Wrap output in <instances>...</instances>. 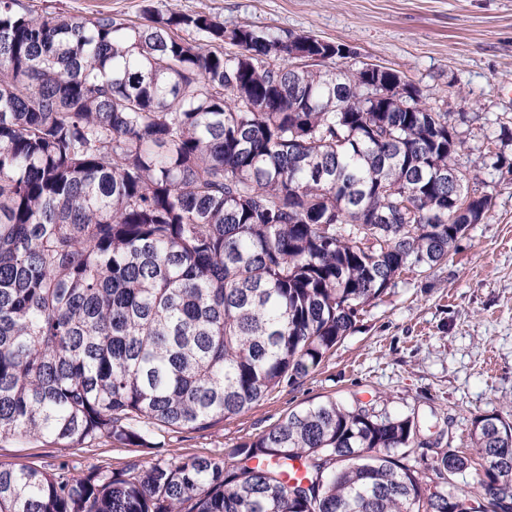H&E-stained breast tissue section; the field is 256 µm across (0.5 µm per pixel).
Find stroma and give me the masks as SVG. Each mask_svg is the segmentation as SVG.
I'll list each match as a JSON object with an SVG mask.
<instances>
[{
	"label": "stroma",
	"mask_w": 512,
	"mask_h": 512,
	"mask_svg": "<svg viewBox=\"0 0 512 512\" xmlns=\"http://www.w3.org/2000/svg\"><path fill=\"white\" fill-rule=\"evenodd\" d=\"M38 10L104 11L137 21L145 3L163 12H206L227 27L313 35L342 44L360 61L394 69L429 105L447 112L464 141L457 156L472 182L487 184L495 205L459 239L447 264L407 272L317 370L282 386L244 412L203 430L160 432L165 456L225 457L289 411L329 398L415 414L428 448L408 461L428 470L440 450L466 448L475 416L512 419V187L486 151L512 118V0H24ZM148 449L108 441L61 448L29 438L0 441V466L80 473L119 470L150 460Z\"/></svg>",
	"instance_id": "stroma-1"
}]
</instances>
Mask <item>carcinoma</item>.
Listing matches in <instances>:
<instances>
[{"label": "carcinoma", "instance_id": "carcinoma-1", "mask_svg": "<svg viewBox=\"0 0 512 512\" xmlns=\"http://www.w3.org/2000/svg\"><path fill=\"white\" fill-rule=\"evenodd\" d=\"M300 54L341 64L267 59ZM0 69V440L155 449L157 429L237 415L316 370L494 205L448 186V113L309 35L0 0ZM470 441L479 493L404 462L417 416L327 399L227 463L0 468V512H497L512 422L479 415ZM470 462L450 448L432 470Z\"/></svg>", "mask_w": 512, "mask_h": 512}]
</instances>
